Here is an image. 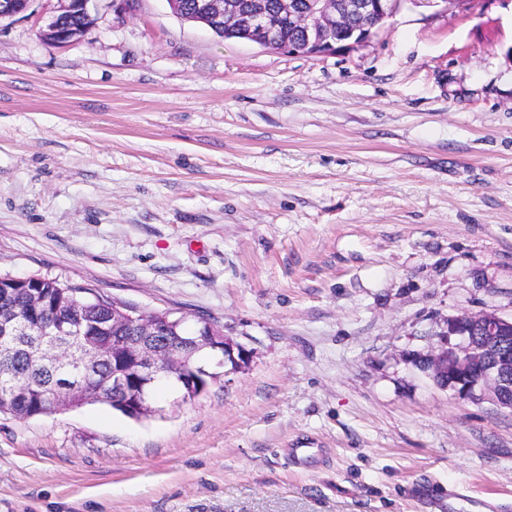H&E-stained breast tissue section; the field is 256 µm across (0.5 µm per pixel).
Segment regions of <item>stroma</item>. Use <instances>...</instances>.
<instances>
[{
	"label": "stroma",
	"mask_w": 512,
	"mask_h": 512,
	"mask_svg": "<svg viewBox=\"0 0 512 512\" xmlns=\"http://www.w3.org/2000/svg\"><path fill=\"white\" fill-rule=\"evenodd\" d=\"M56 7L0 22V275L213 319L249 361L140 421L0 414V512H512V410L416 364L512 316V0H401L319 57L167 0H91L56 47Z\"/></svg>",
	"instance_id": "stroma-1"
}]
</instances>
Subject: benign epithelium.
<instances>
[{"instance_id":"obj_1","label":"benign epithelium","mask_w":512,"mask_h":512,"mask_svg":"<svg viewBox=\"0 0 512 512\" xmlns=\"http://www.w3.org/2000/svg\"><path fill=\"white\" fill-rule=\"evenodd\" d=\"M56 14L42 30L43 39L53 46H64L74 40L75 33L63 26L65 18L80 14L89 18L90 0H57ZM400 0H281L279 17L288 20L304 36V43L288 41L281 35L279 24L259 4L243 6L236 0H197L196 13L209 29L222 28L240 38L267 49L288 54L325 56L337 50L353 48L373 36L394 16ZM30 0H0V21L27 11ZM355 18L358 23L348 24ZM174 312L141 310L122 302L112 304L111 321L101 326V335L82 343L89 351L75 350L62 342H47V332L37 330L0 312V339L31 340L32 349L43 361L77 366L90 371L93 364L112 358V389L123 391L137 413H152L153 399L149 386L166 379L187 390L203 392L206 385L195 384L185 369L183 347L173 344L158 348L157 339L170 335ZM200 335L193 343L200 349L212 350L213 363L200 368L198 375L217 381L226 367L236 371L247 362L246 350L219 325L197 320ZM128 331L135 339L108 341L103 334ZM424 370L441 387L463 400L477 401L485 393L500 406L512 409V317L494 311L460 313L448 317L446 330L439 334L437 346L421 361ZM83 396L84 402H105L100 390L86 389L81 384H66L51 397L43 413L52 414L76 408L71 397Z\"/></svg>"}]
</instances>
